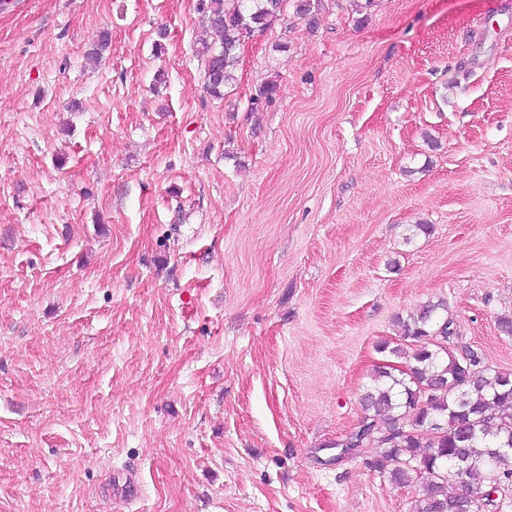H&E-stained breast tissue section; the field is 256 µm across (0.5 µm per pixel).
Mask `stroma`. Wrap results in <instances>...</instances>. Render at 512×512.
Returning a JSON list of instances; mask_svg holds the SVG:
<instances>
[{
	"mask_svg": "<svg viewBox=\"0 0 512 512\" xmlns=\"http://www.w3.org/2000/svg\"><path fill=\"white\" fill-rule=\"evenodd\" d=\"M313 3L221 99L199 0L0 11V512H412L313 458L377 343L512 370V0Z\"/></svg>",
	"mask_w": 512,
	"mask_h": 512,
	"instance_id": "obj_1",
	"label": "stroma"
}]
</instances>
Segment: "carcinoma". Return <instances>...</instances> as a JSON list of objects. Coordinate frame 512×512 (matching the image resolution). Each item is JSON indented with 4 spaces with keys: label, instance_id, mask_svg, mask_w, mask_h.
Wrapping results in <instances>:
<instances>
[{
    "label": "carcinoma",
    "instance_id": "carcinoma-1",
    "mask_svg": "<svg viewBox=\"0 0 512 512\" xmlns=\"http://www.w3.org/2000/svg\"><path fill=\"white\" fill-rule=\"evenodd\" d=\"M288 0H202L206 37L198 55L204 89L215 98L234 79L246 41L283 19ZM398 343L377 345L405 368L377 367L362 395L363 429L383 452L367 462L391 482L422 484L413 512H486V496L504 475L496 458L512 436V371L487 365L473 349L461 356L436 344L456 336L444 301L427 302L399 318ZM464 468L466 482L448 493V472Z\"/></svg>",
    "mask_w": 512,
    "mask_h": 512
}]
</instances>
